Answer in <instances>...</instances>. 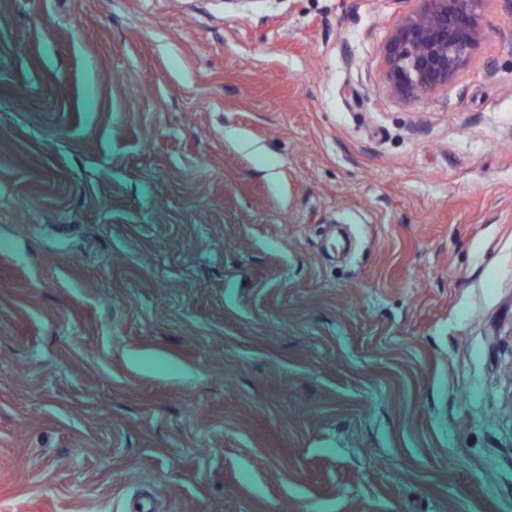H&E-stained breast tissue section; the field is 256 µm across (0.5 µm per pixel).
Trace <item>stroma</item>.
I'll use <instances>...</instances> for the list:
<instances>
[{
  "mask_svg": "<svg viewBox=\"0 0 512 512\" xmlns=\"http://www.w3.org/2000/svg\"><path fill=\"white\" fill-rule=\"evenodd\" d=\"M0 0V512H512V0ZM485 0H421L383 48L385 78L396 93L422 99L450 82L478 44Z\"/></svg>",
  "mask_w": 512,
  "mask_h": 512,
  "instance_id": "obj_1",
  "label": "stroma"
}]
</instances>
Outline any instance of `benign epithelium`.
Wrapping results in <instances>:
<instances>
[{
  "mask_svg": "<svg viewBox=\"0 0 512 512\" xmlns=\"http://www.w3.org/2000/svg\"><path fill=\"white\" fill-rule=\"evenodd\" d=\"M383 48L385 78L396 93L422 99L450 82L478 44L484 0H421Z\"/></svg>",
  "mask_w": 512,
  "mask_h": 512,
  "instance_id": "obj_1",
  "label": "benign epithelium"
}]
</instances>
